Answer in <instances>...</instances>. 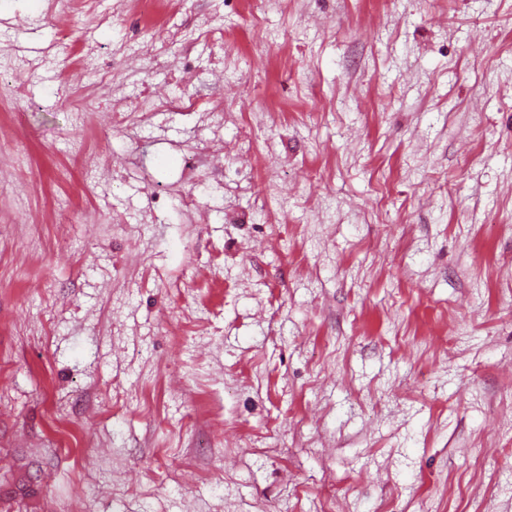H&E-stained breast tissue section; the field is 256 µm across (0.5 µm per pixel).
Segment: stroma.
Masks as SVG:
<instances>
[{
    "label": "stroma",
    "instance_id": "obj_1",
    "mask_svg": "<svg viewBox=\"0 0 512 512\" xmlns=\"http://www.w3.org/2000/svg\"><path fill=\"white\" fill-rule=\"evenodd\" d=\"M0 512H512V0H0Z\"/></svg>",
    "mask_w": 512,
    "mask_h": 512
}]
</instances>
